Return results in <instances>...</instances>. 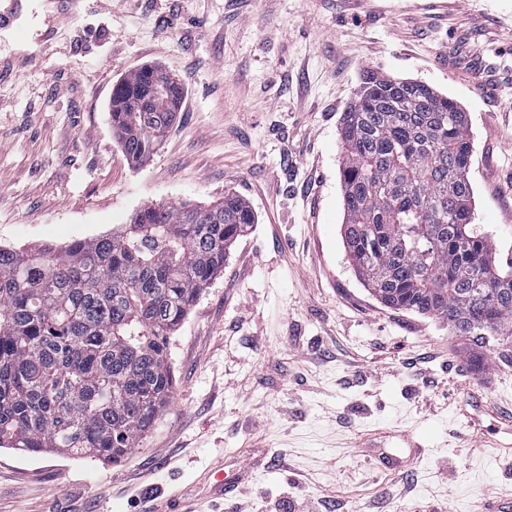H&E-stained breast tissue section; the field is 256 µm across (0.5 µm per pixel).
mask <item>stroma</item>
<instances>
[{"instance_id":"stroma-1","label":"stroma","mask_w":512,"mask_h":512,"mask_svg":"<svg viewBox=\"0 0 512 512\" xmlns=\"http://www.w3.org/2000/svg\"><path fill=\"white\" fill-rule=\"evenodd\" d=\"M0 247L111 234L231 190L257 222L174 334V394L120 463L0 450V512H487L512 498V343L385 307L342 238L340 119L364 71L456 100L474 222L512 263V0H0ZM186 89L152 160L112 131L120 78ZM429 452L410 457L405 433ZM386 455L400 468L381 467ZM223 471L229 494L212 489ZM403 487L405 499L394 495Z\"/></svg>"}]
</instances>
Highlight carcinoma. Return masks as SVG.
Wrapping results in <instances>:
<instances>
[{
    "instance_id": "cac0c4a2",
    "label": "carcinoma",
    "mask_w": 512,
    "mask_h": 512,
    "mask_svg": "<svg viewBox=\"0 0 512 512\" xmlns=\"http://www.w3.org/2000/svg\"><path fill=\"white\" fill-rule=\"evenodd\" d=\"M110 109L142 165L184 87L159 68L117 81ZM343 238L380 303L482 344L512 336V266L473 231V145L456 101L367 71L340 122ZM232 191L208 207L151 204L64 250L0 248V449L116 463L174 390L171 336L255 223Z\"/></svg>"
}]
</instances>
